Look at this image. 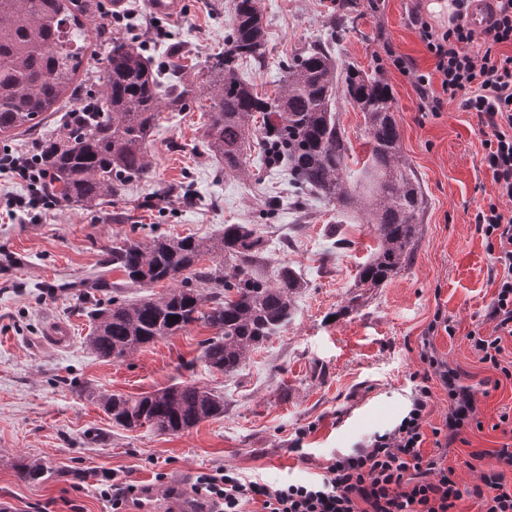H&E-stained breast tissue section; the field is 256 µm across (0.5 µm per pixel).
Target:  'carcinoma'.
<instances>
[{
    "mask_svg": "<svg viewBox=\"0 0 512 512\" xmlns=\"http://www.w3.org/2000/svg\"><path fill=\"white\" fill-rule=\"evenodd\" d=\"M232 13L224 51L204 61L202 85L185 77L180 45L170 44L166 59L153 67L133 40L112 35L97 110L42 139L50 196L87 210L105 199L118 203L128 183L151 175L147 138L160 114L189 108L200 93L209 101L208 150L224 162V172L242 169L246 139L260 113L265 153L288 169L298 193L362 211L378 245L355 287H381L409 262L426 208L425 193L402 153L388 82L354 66L341 68L318 43L286 61L277 95L261 96L240 75L243 63L264 62L260 0H233ZM103 16L99 0H0V136L35 134L64 93L75 95V76L90 64L82 31ZM339 98L362 112L368 135L360 199L348 190V145L333 111ZM263 252L254 224H226L211 239L125 238L106 248L105 265L124 273L130 284L150 288L167 281L170 287L130 302L110 288L104 272L80 283L94 321L86 346L99 358L123 359L201 322L216 330L205 341L206 366L235 371L248 350L293 319L296 295L305 285L286 263L274 284L256 275L253 264ZM97 401L124 429L147 427L169 435L224 414V396L191 382L138 397L99 395ZM13 466L33 483L63 474L34 457Z\"/></svg>",
    "mask_w": 512,
    "mask_h": 512,
    "instance_id": "1",
    "label": "carcinoma"
}]
</instances>
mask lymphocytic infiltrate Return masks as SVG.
I'll return each mask as SVG.
<instances>
[{"label":"lymphocytic infiltrate","mask_w":512,"mask_h":512,"mask_svg":"<svg viewBox=\"0 0 512 512\" xmlns=\"http://www.w3.org/2000/svg\"><path fill=\"white\" fill-rule=\"evenodd\" d=\"M448 29L439 31L413 6L408 19L435 60L430 73L417 70L404 56L392 64L412 82L424 112H440L456 104L476 114L484 136L482 161L490 173L495 196L475 215V231L485 240L494 263L489 276L496 289L484 313L491 330L475 326L466 339L479 362L512 380V361H504L503 336H512V56L496 54L499 45H512V0H490L489 21L479 30L471 23L475 0H452ZM482 49H475V42ZM0 175L45 186L48 175L39 154L27 149L0 153ZM421 369L411 372L410 406L392 428L374 433L351 451L336 455L319 478L301 483L273 484L244 479L236 469L198 476L194 491L215 512H244L260 504V512H457L462 493L453 468L446 466L445 448L463 441L466 431L481 428L477 387L465 384L458 370L428 353H421ZM448 392L444 426L427 428V409L433 399L432 381ZM434 449L424 453L426 438ZM473 460H489L470 496L477 512H512V485L502 466L512 467V443Z\"/></svg>","instance_id":"obj_1"}]
</instances>
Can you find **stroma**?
Segmentation results:
<instances>
[{
	"mask_svg": "<svg viewBox=\"0 0 512 512\" xmlns=\"http://www.w3.org/2000/svg\"><path fill=\"white\" fill-rule=\"evenodd\" d=\"M147 2L122 0L112 29L140 42L153 61L164 60L167 45L180 42L193 77L197 64L223 49L230 0H185L174 19L153 14ZM409 7V0H382L376 10L368 0L338 6L332 0H262L265 63L241 70L259 94H275L282 62L332 31L339 64L380 73L392 89L402 150L428 205L411 262L382 287L365 291L355 307L347 301L377 246L372 226L359 210L333 207L318 196L294 205L287 170L266 167L258 139L247 140L242 172L220 174V162L204 146L202 98L185 111L161 113L148 143L152 177L131 183L118 204L92 211L39 207L17 218L0 211V504L9 512H112L99 494L111 476L147 489L143 506L130 512H166L160 494L167 486L191 496L199 474L224 466L271 483L302 482L400 421L420 350L459 369L466 383L495 378L466 340L495 291L493 257L474 224L479 205L495 192L481 163L484 136L477 118L456 105L437 114L420 111L412 84L387 59L390 47L418 70L434 69L409 23ZM336 108L354 170L368 155L363 115L342 100ZM159 184L188 192L190 203L146 206ZM270 197L279 210L258 223ZM253 223L266 242L256 273L270 280L287 263L306 286L292 322L251 350L236 371L205 366L203 345L213 331L200 323L120 361L86 348L88 301L61 292L60 284L103 273L129 301L166 289L162 283L149 291L129 286L121 272H104V249L113 240L213 238L225 225ZM438 313L454 334L430 331ZM54 321L71 328L67 346L45 344L44 330ZM186 381L223 394V416L176 435L127 431L113 425L97 401L101 394L136 396ZM479 406L482 430L448 450L465 492L480 475L465 459L507 441L496 423L512 409V383L502 382ZM301 430L306 436L297 453L291 443ZM26 457L47 459L65 473L27 483L12 466Z\"/></svg>",
	"mask_w": 512,
	"mask_h": 512,
	"instance_id": "stroma-1",
	"label": "stroma"
}]
</instances>
